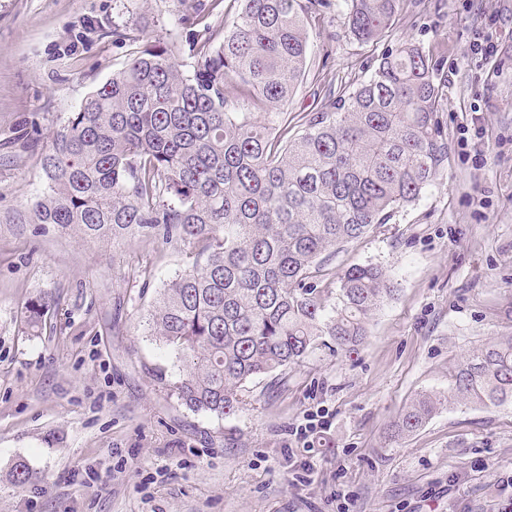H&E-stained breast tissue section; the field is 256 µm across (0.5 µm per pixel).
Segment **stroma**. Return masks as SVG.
<instances>
[{"label":"stroma","mask_w":512,"mask_h":512,"mask_svg":"<svg viewBox=\"0 0 512 512\" xmlns=\"http://www.w3.org/2000/svg\"><path fill=\"white\" fill-rule=\"evenodd\" d=\"M345 14L323 0L311 20L289 112L369 77L382 48L348 35ZM179 16L178 0H0V512H501L512 405H447L395 439L388 428L417 394H447L473 350L512 336V0H418L403 20L400 35L448 71V166L327 266L379 265L398 291L358 354L322 348L254 378L223 417L181 404L183 362L148 325L190 248L32 221L53 133L131 51L113 26L180 59ZM480 35L493 56L473 53ZM38 295L50 307L37 331ZM316 412L328 426L293 447L289 427ZM19 462L36 474L23 488L9 480Z\"/></svg>","instance_id":"stroma-1"}]
</instances>
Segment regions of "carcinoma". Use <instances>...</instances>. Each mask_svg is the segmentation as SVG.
<instances>
[{"label": "carcinoma", "instance_id": "obj_1", "mask_svg": "<svg viewBox=\"0 0 512 512\" xmlns=\"http://www.w3.org/2000/svg\"><path fill=\"white\" fill-rule=\"evenodd\" d=\"M354 39H388L416 0H348ZM203 24L187 57L138 42L121 68L53 135L40 165L47 192L37 224L123 244L187 243L192 266L163 288L153 335L182 355L178 399L234 413L238 388L318 348L354 354L373 314L394 297L385 270L325 276L336 247L416 203L448 164L436 118L442 60L401 41L373 58L357 85L319 109L283 107L307 72L308 23L321 0H181ZM224 17L223 31L204 20ZM41 326L43 297L31 300ZM448 396L418 395L390 437L417 431L455 402L512 404V336L479 348L450 375Z\"/></svg>", "mask_w": 512, "mask_h": 512}]
</instances>
